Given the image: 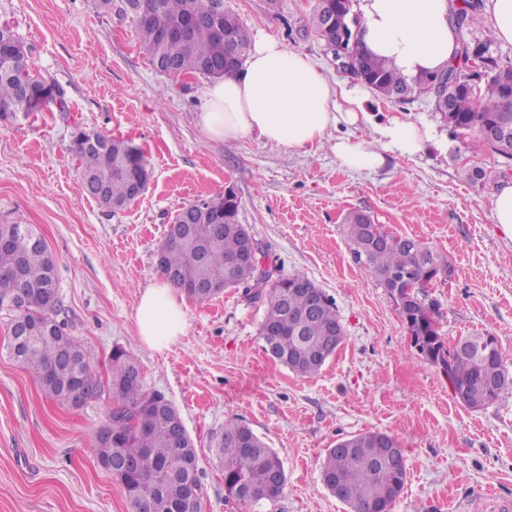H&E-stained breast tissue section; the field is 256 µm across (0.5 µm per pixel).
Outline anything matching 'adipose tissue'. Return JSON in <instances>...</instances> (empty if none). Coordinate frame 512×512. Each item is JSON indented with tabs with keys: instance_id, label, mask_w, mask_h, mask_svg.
<instances>
[{
	"instance_id": "obj_1",
	"label": "adipose tissue",
	"mask_w": 512,
	"mask_h": 512,
	"mask_svg": "<svg viewBox=\"0 0 512 512\" xmlns=\"http://www.w3.org/2000/svg\"><path fill=\"white\" fill-rule=\"evenodd\" d=\"M449 0H358L362 45L393 61L408 77L446 68L454 61L459 35L448 23ZM337 101L325 74L300 52L255 31L238 75L210 83L203 92L198 123L212 141L255 137L290 149L321 145L338 123ZM332 150L344 167L373 170L383 154L366 142L337 139ZM140 341L166 348L185 329L177 291L159 281L145 288L135 310Z\"/></svg>"
}]
</instances>
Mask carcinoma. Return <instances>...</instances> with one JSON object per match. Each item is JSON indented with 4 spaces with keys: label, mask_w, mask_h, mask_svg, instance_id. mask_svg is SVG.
<instances>
[{
    "label": "carcinoma",
    "mask_w": 512,
    "mask_h": 512,
    "mask_svg": "<svg viewBox=\"0 0 512 512\" xmlns=\"http://www.w3.org/2000/svg\"><path fill=\"white\" fill-rule=\"evenodd\" d=\"M96 0L103 12L129 16L135 24L141 48L154 69L169 77L234 76L249 48L250 32L231 11L217 20L207 19L211 0ZM354 0H317L312 25L323 37H345L362 83L380 96L410 103L424 96L433 111L453 131L471 133L473 148L487 150L502 159L506 175L512 169V149L499 136L512 132V66L490 55L491 37L461 41L457 58H479L482 69L471 76L453 65L414 78L400 75L387 60L362 53L360 24L353 17ZM481 8V0H452L449 23L464 30ZM232 44L236 53L225 50ZM484 82L483 93L465 83ZM68 111L64 89L36 71L28 52L8 26L0 28V120L31 112ZM71 151L82 170L97 175V182L82 179L85 192L106 207L119 210L138 199L148 179L142 152L127 141L112 139L79 127L72 132ZM236 193L210 197L205 206L192 201L180 208L169 224L158 252L157 267L173 287L196 301H207L226 288L246 284L252 298L267 304L260 336L273 359L301 376L317 374L341 339L332 336L339 326L336 305L327 294L316 307L307 294L292 287L296 280L306 287L316 284L302 276L287 277L270 267L253 283L244 272V259L257 257L261 248L248 237L238 220ZM345 232L357 261L364 263L375 282L390 296L410 286L411 303L400 307L414 347L427 361L442 364L457 401L470 410L483 409L512 390L508 380L496 392L483 383L482 353L476 345L461 353L458 345L477 339L461 336L447 343L436 328V311L420 294L440 274L448 272V258L428 244L409 236H397L356 211L346 219ZM10 237L0 249V314L13 323L24 320L31 336L21 349L8 355L38 380L45 396L72 407H81L106 396L112 402L108 422L96 435L98 460L111 466L118 457L117 480L133 512H202L203 493L194 442L175 406L166 397L146 389L140 371H131L137 359L125 348L112 349L106 378L96 372L91 352L71 336L60 318L55 264L48 249L37 245L39 234L32 225L0 224V235ZM211 453L223 469L226 495L248 512L279 498L285 488L282 461L246 424L224 423ZM321 479L334 492L345 490L343 502L353 512H391L407 481L405 452L401 443L383 431L351 436L328 449L321 464Z\"/></svg>",
    "instance_id": "carcinoma-1"
}]
</instances>
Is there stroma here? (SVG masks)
Instances as JSON below:
<instances>
[{
  "label": "stroma",
  "instance_id": "obj_1",
  "mask_svg": "<svg viewBox=\"0 0 512 512\" xmlns=\"http://www.w3.org/2000/svg\"><path fill=\"white\" fill-rule=\"evenodd\" d=\"M316 4L224 0L248 29L308 55L333 90L364 97L366 119L339 122L321 146L296 151L253 137L207 140L197 114L208 78L157 73L130 18L102 13L94 0H0V25L13 28L69 104L0 121V224H29L43 236L70 332L91 348L97 370L107 373L113 346L126 347L146 388L177 408L199 455L204 512H247L227 497L210 452L229 419L251 427L283 463L284 492L262 512H351L323 485L320 465L337 442L375 430L405 450L408 479L392 512H470L488 492L512 499V392L478 411L458 404L440 367L414 347L396 302L355 263L343 224L361 211L446 255L451 278L427 290L440 334L491 335L512 357V241L492 214L493 194L512 183V171L500 175L495 156L473 151L470 134L451 133L428 99L388 102L338 73L311 27ZM390 118L429 127L431 140L413 155L385 150L375 170L339 163L336 138L381 149L376 126ZM77 125L143 152L151 180L124 209L84 192L69 150ZM478 167L487 181L467 180ZM229 188L268 261L336 303L346 341L315 376L265 354L266 305L241 288L203 303L183 298L185 332L163 350L137 338L135 309L159 275L172 218ZM6 343L0 317V512H132L94 450L110 401L72 408L49 400Z\"/></svg>",
  "mask_w": 512,
  "mask_h": 512
}]
</instances>
